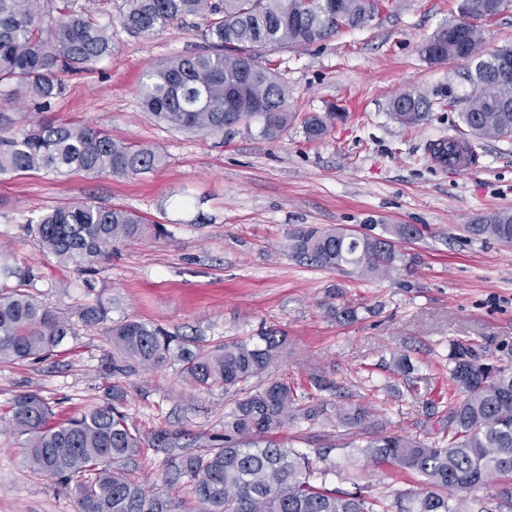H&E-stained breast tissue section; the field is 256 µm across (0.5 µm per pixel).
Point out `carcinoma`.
<instances>
[{"mask_svg": "<svg viewBox=\"0 0 512 512\" xmlns=\"http://www.w3.org/2000/svg\"><path fill=\"white\" fill-rule=\"evenodd\" d=\"M0 0V177L31 170L65 175L134 176L164 162L154 148L115 139L88 123L42 119L25 124L10 104L48 110L67 93L66 76L112 56V22L97 19L62 0ZM499 3L462 0L464 21L444 24L421 47L423 57L440 63L467 62L463 79V128L438 152L448 165L465 158L469 138L512 136V48L481 51L474 21L490 16ZM379 11L378 0H124L122 28L151 36L186 16L202 20L206 46L171 57L148 71L140 87L145 109L170 127L210 135L242 122L262 121L260 136L278 137L295 113L288 111V87L262 64L280 47H307L341 29L364 28ZM430 101L403 92L389 104L392 118L413 126L427 118ZM336 113L304 119L311 141L322 139ZM26 231L43 251L62 262L93 265L119 244L166 229L104 201L84 199L56 205L26 219ZM469 231L512 244V213L499 212ZM420 236L414 224H384L379 234H354L344 227L304 225L288 232V254L322 270L354 266L384 278L402 260L399 246ZM0 275L19 280L0 289V362L44 358L74 334L70 318L23 289L27 275L0 266ZM112 299L81 305L87 326L110 323L112 374H136L165 364L179 365L185 381L221 386L234 397L224 414V432L196 453L170 454L165 471L194 484L198 512H512V366L494 365L473 346L456 341L448 354L446 399L433 406L437 434L407 432L376 415L366 403L347 396L326 400L332 389L319 372L308 383L266 375L286 351V337L269 331L259 342L231 340L202 345L137 320H112ZM407 395L420 399L410 359L392 361ZM324 423L336 438L359 430L361 453L418 478L407 492L378 496L326 487L328 450L299 452L280 434L288 427ZM13 433L24 438L27 463L36 473L75 483L77 512H182L172 497L147 489L112 467L139 453L141 436L128 424L119 403L104 401L64 421L36 393L17 395L9 409ZM490 490L494 507L475 495Z\"/></svg>", "mask_w": 512, "mask_h": 512, "instance_id": "1", "label": "carcinoma"}]
</instances>
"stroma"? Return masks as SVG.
I'll list each match as a JSON object with an SVG mask.
<instances>
[{"label":"stroma","instance_id":"35a3bbf8","mask_svg":"<svg viewBox=\"0 0 512 512\" xmlns=\"http://www.w3.org/2000/svg\"><path fill=\"white\" fill-rule=\"evenodd\" d=\"M461 0H383L367 27L343 30L301 49L269 52L264 64L287 84L298 115L283 135L260 137L259 121L221 135L189 133L144 112L138 86L146 71L203 44L200 19L174 21L145 38L118 31L110 58L69 81L50 116L86 122L114 138L154 147L164 165L136 176H63L27 172L0 179V262L29 272V291L74 315L96 296L112 298L113 320L158 324L209 345L286 336L288 352L272 376L306 381L320 371L340 392L364 396L385 419L408 431L433 427L424 399L408 404L392 390V357L408 354L425 396L446 390L449 345L463 341L488 357L512 359V246L471 235L469 225L512 212V136L477 139L475 170L440 169L428 141L454 135L460 104L471 92L465 62L433 64L420 46L459 18ZM410 91L431 111L406 129L389 102ZM340 113L318 141L301 120L329 107ZM98 197L165 225L167 233L116 246L94 274L43 253L22 226L45 208ZM414 224L420 237L401 244L409 264L369 279L359 269L321 270L288 255L290 230L304 226L365 230ZM338 296L326 293L329 286ZM346 304L358 315L336 314ZM63 354L0 363V417L14 396L36 392L56 414L70 416L119 395L146 445L126 469L147 488L193 500L192 483L170 480L168 449L152 446L157 431L179 437L184 451L203 448L224 428L233 398L220 387L183 381L178 365L113 375L104 326L75 323ZM330 463L356 469L359 484L329 476V486L372 493L406 491L414 475L376 464L357 449L332 450ZM75 492L31 470L24 442L0 420V512H76Z\"/></svg>","mask_w":512,"mask_h":512}]
</instances>
